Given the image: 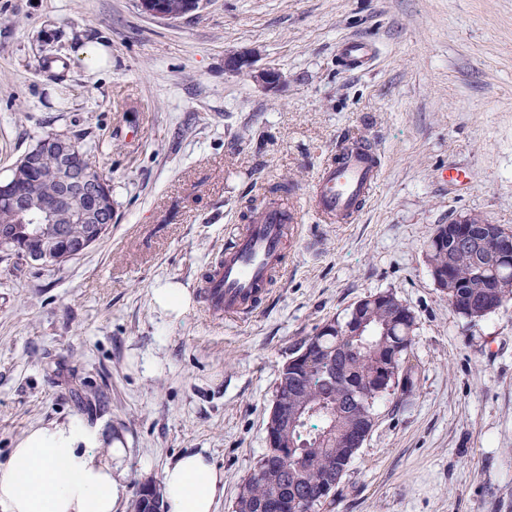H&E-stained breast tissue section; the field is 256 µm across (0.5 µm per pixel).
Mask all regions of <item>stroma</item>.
I'll list each match as a JSON object with an SVG mask.
<instances>
[{
    "mask_svg": "<svg viewBox=\"0 0 512 512\" xmlns=\"http://www.w3.org/2000/svg\"><path fill=\"white\" fill-rule=\"evenodd\" d=\"M353 38L370 69L338 57ZM97 41L112 66L90 73L72 55ZM241 52L282 84L228 72ZM51 133L94 147L112 228L61 265L0 261V463L79 415L100 455L125 448L127 494L195 450L232 512L295 347L388 291L415 317L417 388L377 405L322 512H512V301L463 318L423 248L464 215L512 229V0H206L176 22L138 0H0V179ZM346 136L377 145L382 172L353 223L324 224L309 195ZM282 181L300 224L269 302L160 312L153 288L194 295L242 201Z\"/></svg>",
    "mask_w": 512,
    "mask_h": 512,
    "instance_id": "1",
    "label": "stroma"
}]
</instances>
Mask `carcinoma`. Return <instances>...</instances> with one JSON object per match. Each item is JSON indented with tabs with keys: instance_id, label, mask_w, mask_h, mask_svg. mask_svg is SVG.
<instances>
[{
	"instance_id": "carcinoma-1",
	"label": "carcinoma",
	"mask_w": 512,
	"mask_h": 512,
	"mask_svg": "<svg viewBox=\"0 0 512 512\" xmlns=\"http://www.w3.org/2000/svg\"><path fill=\"white\" fill-rule=\"evenodd\" d=\"M70 146L80 156L78 167L68 170L66 177L78 183L95 174L91 148L67 138ZM10 191L28 197L35 205L58 195L59 182L38 177L26 170L24 157H19L11 168V175L0 181V224H30L36 213L19 215L3 200ZM288 195V185L276 184L268 195L246 201L242 219L250 222L264 209L277 205L279 198ZM84 198L71 196L61 207L55 223L48 225L53 233L68 240L83 239L91 233L96 217L83 222L72 219V211L85 208ZM429 267L448 271V281L441 292L448 298V305L462 317L478 321L490 315L482 300L493 291L512 299V262L490 263L484 250H466L451 244H438L435 234L424 241ZM16 258L25 260V246L18 241H0V260ZM502 288L495 289L496 285ZM468 296L474 303L468 309H459L456 299ZM370 321L362 336H341L339 332L316 331L300 345H313L310 358L298 367L281 370L274 399L290 401L304 407L300 423L284 433L278 447L266 448L253 472L239 486L235 512H264L263 506L274 498L283 504L296 497L321 491L327 478L326 460L333 459L337 469L334 480L342 482L349 465L358 453L356 448H343L340 441L344 433L360 431L369 437L375 424L374 407L389 398L397 401L409 395L415 387L412 368L406 365L414 342V320L402 323L391 319L389 301L380 303L369 300L356 302ZM344 359L343 372L338 374L327 368L321 356L328 350ZM395 366L406 377L407 387L390 381L378 384L380 368ZM365 390L371 398L367 406H354L348 402L351 388ZM158 490L151 481L137 485L133 508L135 512H149L158 505Z\"/></svg>"
}]
</instances>
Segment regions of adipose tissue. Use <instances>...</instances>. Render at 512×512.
Segmentation results:
<instances>
[{"mask_svg": "<svg viewBox=\"0 0 512 512\" xmlns=\"http://www.w3.org/2000/svg\"><path fill=\"white\" fill-rule=\"evenodd\" d=\"M102 439L80 416L34 428L0 467V512H119L125 450L101 457ZM223 496L224 474L203 453H182L163 469L167 512H216Z\"/></svg>", "mask_w": 512, "mask_h": 512, "instance_id": "ef3b65f1", "label": "adipose tissue"}]
</instances>
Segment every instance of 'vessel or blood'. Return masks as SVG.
Wrapping results in <instances>:
<instances>
[{"label": "vessel or blood", "mask_w": 512, "mask_h": 512, "mask_svg": "<svg viewBox=\"0 0 512 512\" xmlns=\"http://www.w3.org/2000/svg\"><path fill=\"white\" fill-rule=\"evenodd\" d=\"M337 154V162L319 173L310 197L311 207L328 224L356 217L381 169V156L371 142H345ZM289 230L283 212L272 207L225 243L223 256L201 284L209 313L232 319L262 305L269 283L283 267L282 243Z\"/></svg>", "instance_id": "b4317fda"}]
</instances>
